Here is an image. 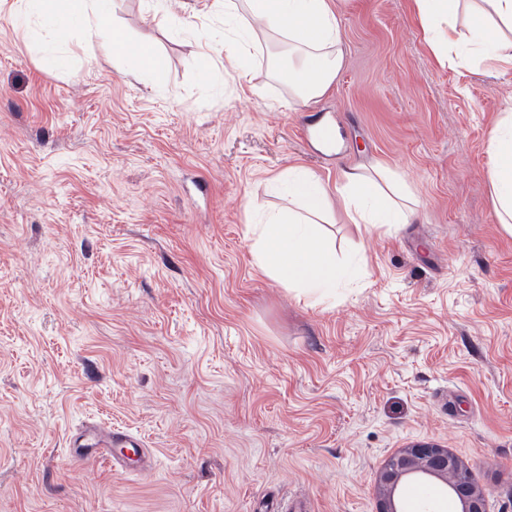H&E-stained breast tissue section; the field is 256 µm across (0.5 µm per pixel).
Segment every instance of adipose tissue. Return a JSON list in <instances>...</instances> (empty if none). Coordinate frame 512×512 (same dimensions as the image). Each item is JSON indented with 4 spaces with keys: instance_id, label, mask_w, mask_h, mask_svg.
<instances>
[{
    "instance_id": "ef3b65f1",
    "label": "adipose tissue",
    "mask_w": 512,
    "mask_h": 512,
    "mask_svg": "<svg viewBox=\"0 0 512 512\" xmlns=\"http://www.w3.org/2000/svg\"><path fill=\"white\" fill-rule=\"evenodd\" d=\"M26 0L28 9L58 26H77L87 33L110 37L114 48L134 55L137 80L159 82L163 58L148 43H131L121 27L104 28L110 0ZM462 0H414L428 42L444 56L457 42L455 21ZM224 53L234 67L246 68L253 36L269 31L284 36L294 65L281 74L292 99L307 103L324 95L341 66V31L331 0H223ZM467 28L468 41L483 59L512 67V0H476ZM490 165L486 178L503 227L512 226V113H503L489 140ZM287 206L258 210L249 226L256 264L283 287L323 298L334 294L349 269L336 255L335 244L323 230L328 210L327 191L310 170L293 167L282 185ZM398 178L382 187L374 170L342 172L336 184L338 204L352 223L375 228L402 224L407 207Z\"/></svg>"
}]
</instances>
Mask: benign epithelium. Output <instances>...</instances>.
<instances>
[{"label":"benign epithelium","instance_id":"obj_1","mask_svg":"<svg viewBox=\"0 0 512 512\" xmlns=\"http://www.w3.org/2000/svg\"><path fill=\"white\" fill-rule=\"evenodd\" d=\"M439 480L459 512H488L486 496L454 453L433 443H417L391 455L377 473V512H404L401 493L417 482Z\"/></svg>","mask_w":512,"mask_h":512}]
</instances>
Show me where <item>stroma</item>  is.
Listing matches in <instances>:
<instances>
[{
  "instance_id": "35a3bbf8",
  "label": "stroma",
  "mask_w": 512,
  "mask_h": 512,
  "mask_svg": "<svg viewBox=\"0 0 512 512\" xmlns=\"http://www.w3.org/2000/svg\"><path fill=\"white\" fill-rule=\"evenodd\" d=\"M114 0L136 57L0 0V512H377L402 448H448L512 512V234L487 145L512 70L438 61L413 0H337L343 64L290 101L260 37L239 81L202 45L213 0ZM335 123L330 153L299 131ZM400 175L420 205L367 231L332 206L354 276L320 300L255 263L248 207L288 167ZM87 420L151 448L148 473L76 462Z\"/></svg>"
}]
</instances>
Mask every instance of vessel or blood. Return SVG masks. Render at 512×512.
Masks as SVG:
<instances>
[{
  "instance_id": "obj_1",
  "label": "vessel or blood",
  "mask_w": 512,
  "mask_h": 512,
  "mask_svg": "<svg viewBox=\"0 0 512 512\" xmlns=\"http://www.w3.org/2000/svg\"><path fill=\"white\" fill-rule=\"evenodd\" d=\"M67 447L70 457L85 461H103L110 466L127 468L129 458H137L140 466L149 463V451L143 441L126 430L88 423L73 431Z\"/></svg>"
}]
</instances>
